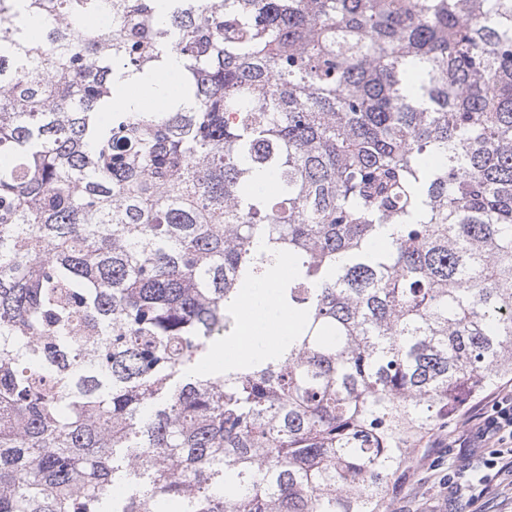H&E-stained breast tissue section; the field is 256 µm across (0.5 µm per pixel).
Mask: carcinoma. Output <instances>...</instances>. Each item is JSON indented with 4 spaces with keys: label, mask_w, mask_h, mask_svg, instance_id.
Wrapping results in <instances>:
<instances>
[{
    "label": "carcinoma",
    "mask_w": 512,
    "mask_h": 512,
    "mask_svg": "<svg viewBox=\"0 0 512 512\" xmlns=\"http://www.w3.org/2000/svg\"><path fill=\"white\" fill-rule=\"evenodd\" d=\"M510 376L512 0H0V512H386ZM128 86L129 91L120 99V105L127 110L144 104H151L155 110H164L168 102L175 101L179 105L187 101V98H181L180 87L175 91L165 89L160 78L153 75L134 76L128 80ZM291 272L292 267L284 262L265 282L242 289L237 334L214 352V368L221 370L271 352L293 332L301 320L284 309L278 288Z\"/></svg>",
    "instance_id": "carcinoma-1"
}]
</instances>
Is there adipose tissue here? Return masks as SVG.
I'll return each mask as SVG.
<instances>
[{"instance_id": "1", "label": "adipose tissue", "mask_w": 512, "mask_h": 512, "mask_svg": "<svg viewBox=\"0 0 512 512\" xmlns=\"http://www.w3.org/2000/svg\"><path fill=\"white\" fill-rule=\"evenodd\" d=\"M128 86V92L120 99L121 106L128 110L145 104L162 110L168 102L179 101L182 96L181 91L165 89L160 78L153 75L132 77ZM291 271L289 264H281L265 282L243 288L237 334L214 352V368L242 364L271 352L297 327L300 319L284 309L279 290Z\"/></svg>"}]
</instances>
